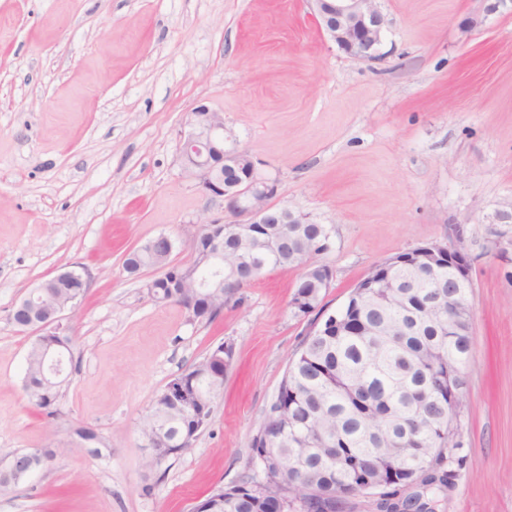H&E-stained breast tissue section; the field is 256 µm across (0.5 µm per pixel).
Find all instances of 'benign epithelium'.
<instances>
[{"label": "benign epithelium", "mask_w": 512, "mask_h": 512, "mask_svg": "<svg viewBox=\"0 0 512 512\" xmlns=\"http://www.w3.org/2000/svg\"><path fill=\"white\" fill-rule=\"evenodd\" d=\"M320 24L327 36L340 50L360 60H373L378 56V47L386 27L385 17L377 6V0H310ZM180 159L185 171L197 182L203 193L224 199V210L235 217L237 224H305L306 218L291 210H277L271 199L277 193V185L258 177L251 158L243 152L224 150V113L216 112L201 104L192 109L189 130L180 143ZM231 171L244 164L249 165L248 175L227 182L211 179L216 164ZM224 231L212 233L206 248L199 250L197 269L210 267L220 257V244ZM416 257L425 264L435 265L443 259L457 264L453 271V282L460 285L470 278V263L466 255L455 246L426 244L417 247ZM82 276L77 267L62 271L45 280L25 295L18 303L17 325L36 336H55L68 331L65 312L79 306V301L68 298L64 301L48 300L46 288L67 278ZM43 361L47 363L49 375L46 379L64 376L66 346L51 343L42 349ZM76 444L88 455L104 451L105 442L95 429L78 425L73 429ZM158 435L143 438L145 457L166 460L173 451L157 447ZM45 460L32 454L12 456L8 470L0 474V482L9 484L13 475L27 476L42 467Z\"/></svg>", "instance_id": "obj_1"}]
</instances>
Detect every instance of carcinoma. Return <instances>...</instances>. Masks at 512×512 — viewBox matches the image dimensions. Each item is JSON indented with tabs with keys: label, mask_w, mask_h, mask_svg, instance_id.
Listing matches in <instances>:
<instances>
[{
	"label": "carcinoma",
	"mask_w": 512,
	"mask_h": 512,
	"mask_svg": "<svg viewBox=\"0 0 512 512\" xmlns=\"http://www.w3.org/2000/svg\"><path fill=\"white\" fill-rule=\"evenodd\" d=\"M325 224H231L224 231V274L231 288L265 266L299 268L295 296L303 314L318 308L330 286L327 266L306 258L327 250ZM172 262L167 247L149 243L124 259L128 276ZM369 294L351 296L337 318L313 326L289 359L275 400L252 437V459L262 461V479L248 475L224 488V512H293L315 496L341 505L347 491H378L380 512H436L438 494L454 486L457 416L461 398L448 392V367L465 371L472 361L473 316L448 315V295L470 296L473 284L448 287V265L434 270L410 262H383ZM162 288L168 302L188 306L193 291ZM197 301V300H195ZM220 311L197 301L194 319L213 322ZM30 337L24 391L29 403L57 412L63 386L47 387L41 373L42 341ZM224 344L175 376L156 396L140 432L158 427L180 447L209 424L233 353ZM335 442L345 463L328 458Z\"/></svg>",
	"instance_id": "cac0c4a2"
}]
</instances>
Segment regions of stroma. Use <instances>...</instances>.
Masks as SVG:
<instances>
[{"label": "stroma", "mask_w": 512, "mask_h": 512, "mask_svg": "<svg viewBox=\"0 0 512 512\" xmlns=\"http://www.w3.org/2000/svg\"><path fill=\"white\" fill-rule=\"evenodd\" d=\"M378 5L379 57L363 61L310 0H0V457L57 451L0 512H191L256 469L250 441L311 327L290 305L298 271H266L200 323L122 267L161 234L188 262L191 235L224 214L180 161L200 103L223 113L225 150L276 181L275 206L330 225L325 312L398 253L468 254L475 354L445 512H512V224L494 221L512 207V5ZM77 263L92 276L67 316L78 369L50 417L24 395L29 338L10 313ZM223 342L234 362L209 425L146 469L141 418ZM79 424L110 455L73 448Z\"/></svg>", "instance_id": "1"}]
</instances>
